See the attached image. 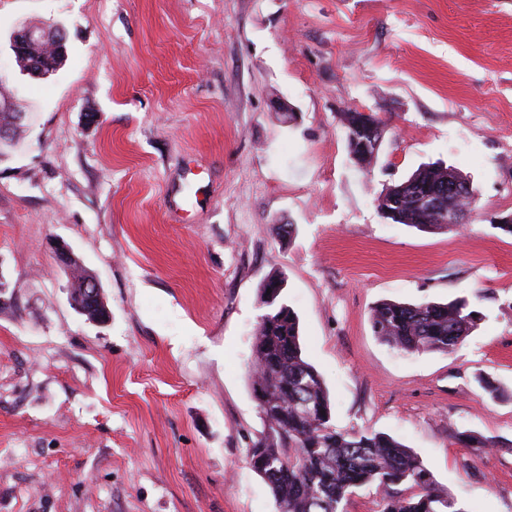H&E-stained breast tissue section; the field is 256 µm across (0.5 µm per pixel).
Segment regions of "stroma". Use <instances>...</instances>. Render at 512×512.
Listing matches in <instances>:
<instances>
[{
	"instance_id": "1",
	"label": "stroma",
	"mask_w": 512,
	"mask_h": 512,
	"mask_svg": "<svg viewBox=\"0 0 512 512\" xmlns=\"http://www.w3.org/2000/svg\"><path fill=\"white\" fill-rule=\"evenodd\" d=\"M23 22L65 28L54 74L20 73ZM0 91L28 116L0 159V512H277L249 463L272 274L338 429L512 512V236L490 223L512 214V0H0ZM352 109L386 123L367 176ZM432 162L470 176L467 223L386 222L379 193ZM57 239L109 323L68 304ZM457 297L483 319L451 353L372 333L379 301Z\"/></svg>"
}]
</instances>
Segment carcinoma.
<instances>
[{"mask_svg":"<svg viewBox=\"0 0 512 512\" xmlns=\"http://www.w3.org/2000/svg\"><path fill=\"white\" fill-rule=\"evenodd\" d=\"M66 53L48 41L24 44L19 67L53 66ZM347 148L374 149L385 124L373 112H345ZM470 178L451 165H425L376 199L383 219L422 232L448 229L441 209L466 206ZM69 287L79 296L91 275L79 258L70 264ZM284 280L269 276L259 288L267 308L257 324L252 393L264 430L250 448L253 469L268 484L277 512H346L360 488L376 483L384 492L381 512H465L435 488L432 472L404 444L385 433L349 434L332 423L331 403L321 375L303 354L299 318L284 297ZM480 312L465 299L419 304L383 300L371 312V327L382 342L406 354L450 353L478 327ZM470 448L498 442L471 432L460 434ZM406 485L407 494L399 490Z\"/></svg>","mask_w":512,"mask_h":512,"instance_id":"cac0c4a2","label":"carcinoma"}]
</instances>
